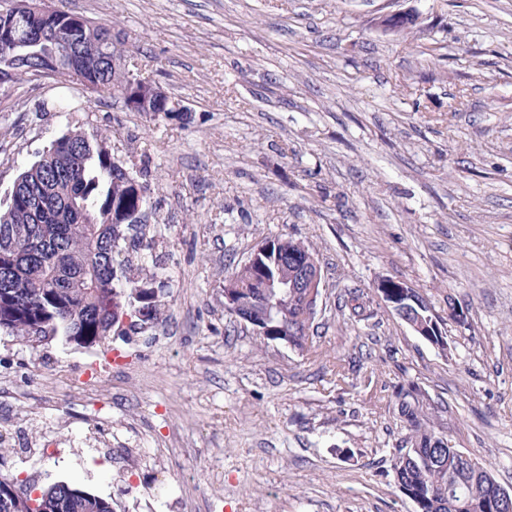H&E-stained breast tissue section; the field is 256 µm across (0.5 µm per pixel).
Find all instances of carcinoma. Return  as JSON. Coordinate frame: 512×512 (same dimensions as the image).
<instances>
[{"mask_svg":"<svg viewBox=\"0 0 512 512\" xmlns=\"http://www.w3.org/2000/svg\"><path fill=\"white\" fill-rule=\"evenodd\" d=\"M98 46L94 57L84 47ZM124 42L112 27L83 15L36 12L25 0H0V81L5 92L19 83L43 81L44 59L55 61L46 78H67L73 103L61 112H84L96 100L114 97L126 83L121 69ZM146 160L115 157L102 132L69 130L54 139L14 179L0 209V330L25 342L60 339L93 347L109 339L123 316L144 324L161 320L165 303L156 273L134 263L153 244L152 228L140 222L146 200L132 188L147 175ZM266 272L243 265L232 276L244 306L265 321L264 340L302 356L317 355L311 327L298 320L291 294L264 288ZM373 300L355 290L341 306L344 322L372 318ZM399 417L408 436L392 460L399 490L416 512H504L497 505V481L489 471L466 473L448 438L433 424L434 402L411 382L396 391ZM461 496L448 502V484ZM0 512H113L108 500L65 481L34 496L16 476L0 474Z\"/></svg>","mask_w":512,"mask_h":512,"instance_id":"carcinoma-1","label":"carcinoma"}]
</instances>
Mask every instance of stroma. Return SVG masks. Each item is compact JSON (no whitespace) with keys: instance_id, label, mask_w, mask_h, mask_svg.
Masks as SVG:
<instances>
[{"instance_id":"obj_1","label":"stroma","mask_w":512,"mask_h":512,"mask_svg":"<svg viewBox=\"0 0 512 512\" xmlns=\"http://www.w3.org/2000/svg\"><path fill=\"white\" fill-rule=\"evenodd\" d=\"M63 7L124 34L187 111L109 99L34 126L26 102L66 90L21 87L0 112V201L70 128L147 154L164 319L91 348L0 332V473L75 483L115 512H415L391 469L395 392L414 381L449 446L512 490V0ZM391 8L416 26L375 28ZM289 236L324 270L315 358L224 313L225 276ZM386 280L429 301L447 347L396 315ZM351 289L372 297L368 321L344 323Z\"/></svg>"}]
</instances>
